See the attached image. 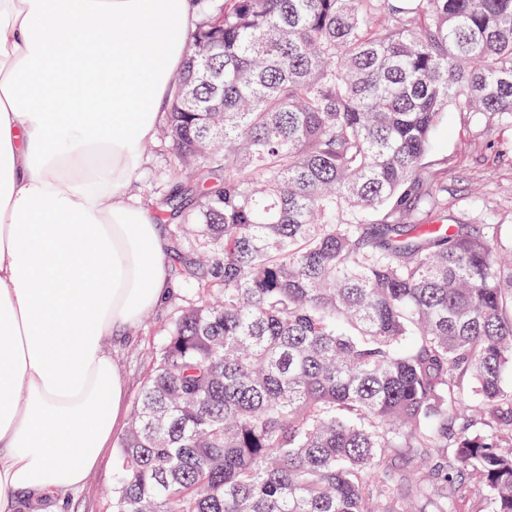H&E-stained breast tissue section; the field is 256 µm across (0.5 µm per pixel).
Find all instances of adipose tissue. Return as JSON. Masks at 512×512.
Returning a JSON list of instances; mask_svg holds the SVG:
<instances>
[{"instance_id":"ef3b65f1","label":"adipose tissue","mask_w":512,"mask_h":512,"mask_svg":"<svg viewBox=\"0 0 512 512\" xmlns=\"http://www.w3.org/2000/svg\"><path fill=\"white\" fill-rule=\"evenodd\" d=\"M191 0H0V512H54L111 447L109 337L169 295L128 188L188 56Z\"/></svg>"}]
</instances>
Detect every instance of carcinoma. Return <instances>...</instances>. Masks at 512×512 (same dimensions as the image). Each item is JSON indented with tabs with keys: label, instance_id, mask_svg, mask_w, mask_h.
Here are the masks:
<instances>
[{
	"label": "carcinoma",
	"instance_id": "carcinoma-1",
	"mask_svg": "<svg viewBox=\"0 0 512 512\" xmlns=\"http://www.w3.org/2000/svg\"><path fill=\"white\" fill-rule=\"evenodd\" d=\"M159 220L197 286L112 512H512V251L449 224L448 106L512 120V0H222Z\"/></svg>",
	"mask_w": 512,
	"mask_h": 512
}]
</instances>
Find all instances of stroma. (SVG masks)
<instances>
[{"instance_id": "1", "label": "stroma", "mask_w": 512, "mask_h": 512, "mask_svg": "<svg viewBox=\"0 0 512 512\" xmlns=\"http://www.w3.org/2000/svg\"><path fill=\"white\" fill-rule=\"evenodd\" d=\"M427 160L443 188L449 223L473 224L481 230L496 225L503 239L512 238V121L448 110L433 132ZM173 166L169 144L155 138L144 149L133 193L145 199L164 193ZM194 297V287L176 282L168 300L147 313L136 332L110 338L112 358L127 383L129 404H136L175 319ZM119 464V448L108 450L85 485L72 493L66 512H112L109 492Z\"/></svg>"}]
</instances>
